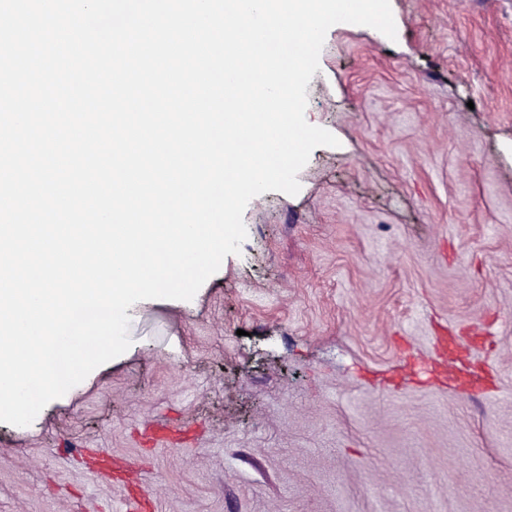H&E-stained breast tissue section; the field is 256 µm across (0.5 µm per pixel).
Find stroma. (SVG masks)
Here are the masks:
<instances>
[{
	"instance_id": "35a3bbf8",
	"label": "stroma",
	"mask_w": 512,
	"mask_h": 512,
	"mask_svg": "<svg viewBox=\"0 0 512 512\" xmlns=\"http://www.w3.org/2000/svg\"><path fill=\"white\" fill-rule=\"evenodd\" d=\"M332 26L297 195L25 427L0 512H512V0H390ZM166 423L186 444L150 448ZM136 464L100 480L96 458Z\"/></svg>"
}]
</instances>
